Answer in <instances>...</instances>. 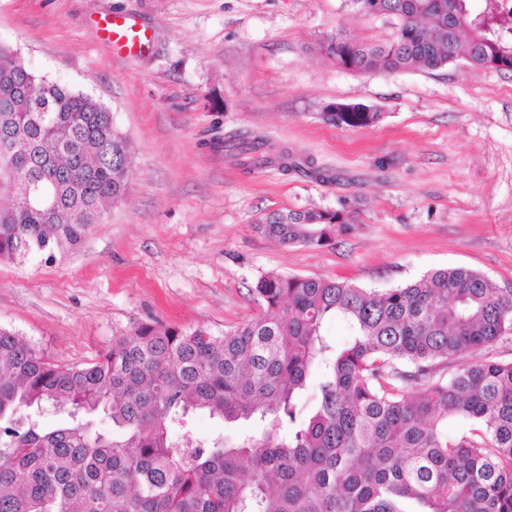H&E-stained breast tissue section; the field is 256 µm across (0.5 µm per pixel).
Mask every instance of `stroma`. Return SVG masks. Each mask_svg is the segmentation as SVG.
<instances>
[{
    "mask_svg": "<svg viewBox=\"0 0 512 512\" xmlns=\"http://www.w3.org/2000/svg\"><path fill=\"white\" fill-rule=\"evenodd\" d=\"M120 15L148 28V52L113 54L97 22ZM339 26L375 43L395 30L350 0H0V42L108 107L134 165L78 251L0 260V326L82 365L146 322L223 333L258 313L269 273L384 289L465 267L512 290V72L358 74L320 48ZM339 103L378 117L333 122ZM231 135L288 146L334 180L246 169ZM306 209L356 222L321 248L257 228Z\"/></svg>",
    "mask_w": 512,
    "mask_h": 512,
    "instance_id": "1",
    "label": "stroma"
}]
</instances>
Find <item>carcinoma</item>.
I'll return each mask as SVG.
<instances>
[{"label":"carcinoma","mask_w":512,"mask_h":512,"mask_svg":"<svg viewBox=\"0 0 512 512\" xmlns=\"http://www.w3.org/2000/svg\"><path fill=\"white\" fill-rule=\"evenodd\" d=\"M396 20L383 44L336 29L322 44L359 74L512 71V10L499 0H351ZM336 120L375 113L337 104ZM0 259L70 252L122 202L129 138L91 95L31 71L0 43ZM243 165L330 183L310 158L261 136L226 138ZM344 210L271 211L258 229L324 247ZM257 316L214 334L142 323L85 365L53 362L0 327V512H512V362L480 358L512 334V291L463 267L386 290L268 274ZM349 329L341 346L329 321ZM468 351L470 362L459 364ZM318 374L307 415L298 402ZM203 413L251 433L196 442ZM469 426L448 435V420ZM109 428L101 429V422Z\"/></svg>","instance_id":"cac0c4a2"}]
</instances>
